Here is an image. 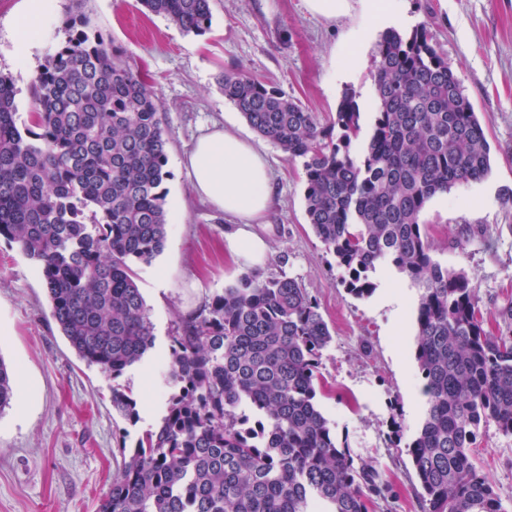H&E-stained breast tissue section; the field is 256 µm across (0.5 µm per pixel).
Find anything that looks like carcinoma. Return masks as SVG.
I'll return each mask as SVG.
<instances>
[{
  "instance_id": "obj_1",
  "label": "carcinoma",
  "mask_w": 512,
  "mask_h": 512,
  "mask_svg": "<svg viewBox=\"0 0 512 512\" xmlns=\"http://www.w3.org/2000/svg\"><path fill=\"white\" fill-rule=\"evenodd\" d=\"M185 33L211 0H139ZM31 84L29 120L0 74V238L40 270L52 317L78 356L116 377L154 346L132 262L164 249L167 114L129 56L74 17ZM224 99L305 175L309 224L356 297L388 264L418 289L415 359L423 419L408 445L424 512H503L472 462L481 426L512 435V332L483 328L477 288L435 261L420 214L491 172L487 129L424 28L385 31L372 73L375 119L361 153L356 93L328 122L267 81L218 78ZM332 335L305 288L244 275L172 337L166 413L139 438L98 512H370L377 469L339 444L317 400ZM17 396L0 360V412ZM246 405L257 420L236 409ZM112 407L136 416L112 390Z\"/></svg>"
}]
</instances>
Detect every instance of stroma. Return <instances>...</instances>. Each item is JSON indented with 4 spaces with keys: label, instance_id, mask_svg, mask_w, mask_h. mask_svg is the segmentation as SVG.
I'll return each mask as SVG.
<instances>
[{
    "label": "stroma",
    "instance_id": "obj_1",
    "mask_svg": "<svg viewBox=\"0 0 512 512\" xmlns=\"http://www.w3.org/2000/svg\"><path fill=\"white\" fill-rule=\"evenodd\" d=\"M411 28L425 27L463 81L486 125L492 170L483 181L430 199L421 215L431 254L474 279L491 333L512 312V0H402ZM25 0H0V72L12 76L21 112L29 86L65 20L85 15L115 47L143 63L168 117L167 241L148 264H134L154 324L155 345L116 378L87 365L61 335L33 261L0 238V360L18 396L0 412V512H97L142 434L158 424L169 387L162 381L173 336L186 315L248 274L224 248L223 212L195 200L180 164L201 128L234 127L266 153L275 207L256 230L271 247L263 276L296 279L332 334L320 374L319 405L339 442L372 462L388 491L373 512H422L408 445L421 420L422 381L414 358L417 291L378 268L371 296L350 294L345 272L326 252L305 212L301 164L261 137L218 84L240 70L298 98L329 121L345 90L356 92L360 124L373 123L371 71L381 29L364 24L359 0L348 15H312L306 0H211V25L186 34L138 0H42L26 51L16 38ZM136 403V418L112 407L113 389ZM475 461L512 512V436L481 429Z\"/></svg>",
    "mask_w": 512,
    "mask_h": 512
}]
</instances>
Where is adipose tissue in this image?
Returning <instances> with one entry per match:
<instances>
[{"label": "adipose tissue", "instance_id": "adipose-tissue-1", "mask_svg": "<svg viewBox=\"0 0 512 512\" xmlns=\"http://www.w3.org/2000/svg\"><path fill=\"white\" fill-rule=\"evenodd\" d=\"M183 165L191 189L235 221L226 237L229 252L247 267L263 265L269 244L254 226L272 205V185L265 153L235 130L213 124L197 137Z\"/></svg>", "mask_w": 512, "mask_h": 512}]
</instances>
